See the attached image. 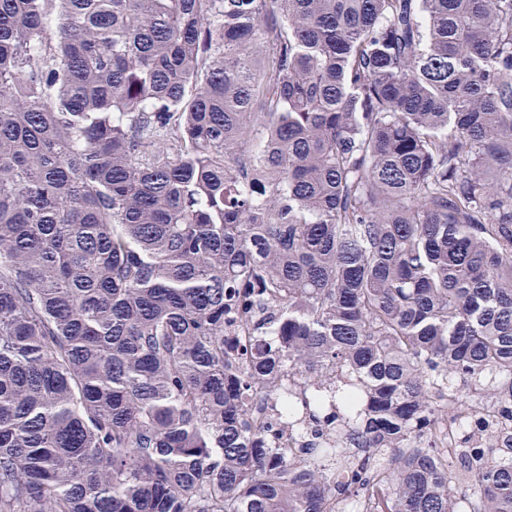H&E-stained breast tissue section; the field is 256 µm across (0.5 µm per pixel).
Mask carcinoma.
Segmentation results:
<instances>
[{
    "label": "carcinoma",
    "mask_w": 512,
    "mask_h": 512,
    "mask_svg": "<svg viewBox=\"0 0 512 512\" xmlns=\"http://www.w3.org/2000/svg\"><path fill=\"white\" fill-rule=\"evenodd\" d=\"M0 512H512V0H0Z\"/></svg>",
    "instance_id": "carcinoma-1"
}]
</instances>
